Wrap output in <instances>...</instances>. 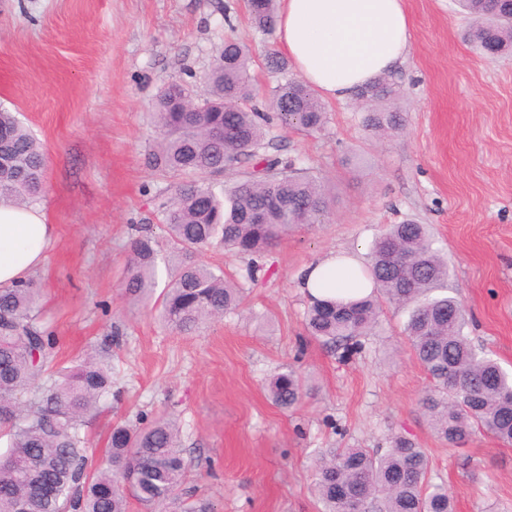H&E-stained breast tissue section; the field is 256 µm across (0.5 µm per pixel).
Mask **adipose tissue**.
I'll return each instance as SVG.
<instances>
[{
  "mask_svg": "<svg viewBox=\"0 0 512 512\" xmlns=\"http://www.w3.org/2000/svg\"><path fill=\"white\" fill-rule=\"evenodd\" d=\"M279 49L323 99L344 100L388 73L411 47L405 0H281ZM55 236L45 212L0 202V287L25 280L43 265ZM353 253L328 252L301 269L297 286L317 299H355L371 288Z\"/></svg>",
  "mask_w": 512,
  "mask_h": 512,
  "instance_id": "obj_1",
  "label": "adipose tissue"
}]
</instances>
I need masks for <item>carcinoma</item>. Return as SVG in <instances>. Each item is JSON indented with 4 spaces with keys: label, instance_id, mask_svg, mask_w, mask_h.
Listing matches in <instances>:
<instances>
[{
    "label": "carcinoma",
    "instance_id": "1",
    "mask_svg": "<svg viewBox=\"0 0 512 512\" xmlns=\"http://www.w3.org/2000/svg\"><path fill=\"white\" fill-rule=\"evenodd\" d=\"M477 19L468 40L483 55L512 47V0H458ZM254 28L270 34L276 0H247ZM249 47L224 38L219 62L205 75L207 96L184 109L188 93L172 82L156 98L155 168L181 178L162 207L168 252L149 235L131 242L124 296L158 308L161 322L179 333L236 311L245 284L219 266L197 260L218 240L224 249L254 258L288 232L320 224L336 194L299 158L272 154L269 126L318 133L327 123L324 104L302 81L288 76V61L272 53L269 68L283 76L263 107L253 103ZM401 86L382 76L355 93L362 125L377 134L405 126L396 104ZM0 137L8 157L0 163V199L23 205L44 188L46 155L17 116L0 112ZM241 172L217 186L213 175ZM427 224L386 226L375 238L364 273L370 295L350 301L309 299V336L348 355L363 347L387 307L408 310L403 325L432 387L422 400L437 437L461 447L477 434L512 445V373L473 346L457 299L434 296L448 279V261ZM167 284L155 294L159 266ZM39 291L31 280L0 288V512H128V498L145 512H214L189 490L176 418L161 416L146 427L113 424L101 462L88 465L86 420L114 396L112 366L89 356L71 366L56 360V336L40 323ZM283 410L313 391L309 378L286 365L266 385ZM314 492L320 512H453L448 487L429 477L427 450L401 438L382 452L368 448H319L313 452Z\"/></svg>",
    "mask_w": 512,
    "mask_h": 512
}]
</instances>
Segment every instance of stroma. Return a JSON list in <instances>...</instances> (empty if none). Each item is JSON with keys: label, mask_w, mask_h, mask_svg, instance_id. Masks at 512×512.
Listing matches in <instances>:
<instances>
[{"label": "stroma", "mask_w": 512, "mask_h": 512, "mask_svg": "<svg viewBox=\"0 0 512 512\" xmlns=\"http://www.w3.org/2000/svg\"><path fill=\"white\" fill-rule=\"evenodd\" d=\"M412 46L392 71L404 94V134L379 139L353 101L327 102L308 135L268 137L336 187L326 223L292 233L259 258L240 312L192 334L129 306L126 255L175 181L147 163L152 103L172 82L204 97L203 76L225 36L252 51L256 103L278 80L275 36L255 31L246 0H0V109L13 112L47 156L34 203L56 226L32 274L62 365L108 352L118 401L87 428L100 460L113 423L175 414L199 495L217 512H319L309 456L317 448H426L431 477L454 512H512V446L486 434L454 448L421 408L431 386L387 310L360 352L340 357L307 336L295 275L328 251L367 256L389 224L431 225L448 259L447 288L469 318L475 348L512 369V55L488 58L464 39L471 21L451 0H405ZM315 389L290 411L266 381L280 365Z\"/></svg>", "instance_id": "35a3bbf8"}]
</instances>
